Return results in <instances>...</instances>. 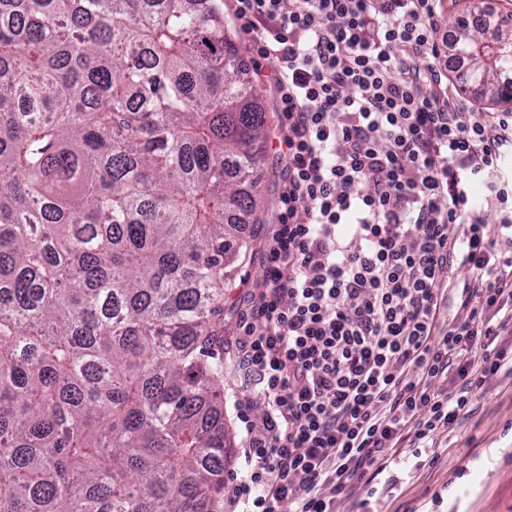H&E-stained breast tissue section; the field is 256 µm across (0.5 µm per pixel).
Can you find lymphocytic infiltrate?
Instances as JSON below:
<instances>
[{"label":"lymphocytic infiltrate","mask_w":512,"mask_h":512,"mask_svg":"<svg viewBox=\"0 0 512 512\" xmlns=\"http://www.w3.org/2000/svg\"><path fill=\"white\" fill-rule=\"evenodd\" d=\"M232 2L270 69L285 170L239 315L241 475L221 505L336 512L512 375V235L498 250L470 196L512 200V113L451 97L436 0Z\"/></svg>","instance_id":"lymphocytic-infiltrate-1"}]
</instances>
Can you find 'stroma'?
<instances>
[{
  "label": "stroma",
  "mask_w": 512,
  "mask_h": 512,
  "mask_svg": "<svg viewBox=\"0 0 512 512\" xmlns=\"http://www.w3.org/2000/svg\"><path fill=\"white\" fill-rule=\"evenodd\" d=\"M512 13V0H441L436 20L441 32L455 33L485 4ZM266 265L263 240H256L239 268L224 307V419L233 438H240L234 397L239 374L233 368L240 335L238 308L248 287L261 279ZM437 459L399 449L391 466L398 481L369 512H512V375L500 374L474 397L470 411L451 434L436 435Z\"/></svg>",
  "instance_id": "1"
}]
</instances>
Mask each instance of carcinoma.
<instances>
[{"label":"carcinoma","mask_w":512,"mask_h":512,"mask_svg":"<svg viewBox=\"0 0 512 512\" xmlns=\"http://www.w3.org/2000/svg\"><path fill=\"white\" fill-rule=\"evenodd\" d=\"M267 128L224 0H0V512H215Z\"/></svg>","instance_id":"carcinoma-1"}]
</instances>
